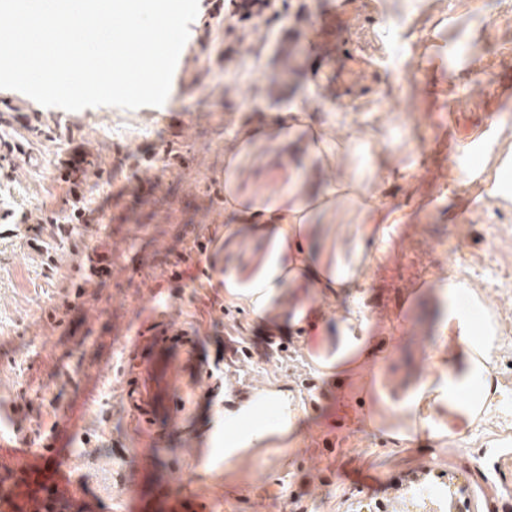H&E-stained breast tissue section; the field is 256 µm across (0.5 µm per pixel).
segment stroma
I'll return each mask as SVG.
<instances>
[{
    "label": "stroma",
    "mask_w": 512,
    "mask_h": 512,
    "mask_svg": "<svg viewBox=\"0 0 512 512\" xmlns=\"http://www.w3.org/2000/svg\"><path fill=\"white\" fill-rule=\"evenodd\" d=\"M343 7L351 28L323 37L346 57L324 74L317 23ZM272 10L264 19L199 0L159 107L71 112L0 89V403H25L34 447L55 438L54 458L0 456V473L50 468L82 512H161L167 483L186 484L207 512H512L492 467L512 449V96L485 88L512 70V17L500 0H274ZM294 106L355 128L337 172L373 158L394 222L366 244L356 301L316 304L332 322L358 305L376 339L364 378L341 386L313 364L317 333L253 321L225 301L219 275L248 259L224 249L226 143ZM284 153L308 156L298 141L267 146L242 186L268 182ZM73 156L69 183L60 162ZM97 253L109 279L89 271ZM452 276L481 292L457 305L491 320L497 388L481 419L439 408L412 440L391 439L363 419L438 377L428 353ZM159 314L193 332L199 364L223 373L227 391H287L297 412L287 441L225 458V402L203 395L146 439L123 382L134 337ZM232 350L241 361L227 373ZM72 410L75 440L61 424Z\"/></svg>",
    "instance_id": "1"
}]
</instances>
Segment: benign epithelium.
Instances as JSON below:
<instances>
[{
  "mask_svg": "<svg viewBox=\"0 0 512 512\" xmlns=\"http://www.w3.org/2000/svg\"><path fill=\"white\" fill-rule=\"evenodd\" d=\"M0 512H79L46 470L0 473Z\"/></svg>",
  "mask_w": 512,
  "mask_h": 512,
  "instance_id": "7a95c632",
  "label": "benign epithelium"
}]
</instances>
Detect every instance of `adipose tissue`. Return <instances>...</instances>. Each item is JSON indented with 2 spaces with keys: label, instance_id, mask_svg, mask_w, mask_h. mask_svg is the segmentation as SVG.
Wrapping results in <instances>:
<instances>
[{
  "label": "adipose tissue",
  "instance_id": "obj_1",
  "mask_svg": "<svg viewBox=\"0 0 512 512\" xmlns=\"http://www.w3.org/2000/svg\"><path fill=\"white\" fill-rule=\"evenodd\" d=\"M305 131L309 152L331 166L336 157L351 150L356 139L352 130H343L339 139L328 136L325 127L310 124L304 112L289 111L281 124H250L232 136L233 143L224 153V206L228 222L224 226V246L235 250L259 242L260 248L241 267L224 271V298L245 305L252 319L260 323L288 320L297 326L310 325L325 343H337L335 354H321L315 364L325 374L351 373L373 354L367 336L368 321L354 312L337 327L311 310L312 298L346 292L363 278L365 244L374 234L371 224H315L314 214H334L339 202H347L353 211L363 214L381 208L375 184L360 178H332L319 187H311L300 169L278 171L283 190L272 192L261 187L251 192L240 186V172L270 139L289 141L298 131ZM446 333L440 343H447L448 332H456L457 343L465 348L490 354L495 342L491 328H474L468 315L449 306L444 323ZM430 359L442 377V385L424 382L420 388L421 404L440 403L455 408L462 390L486 393L493 384L488 380V366L459 368L448 364L445 356L432 353ZM274 421L256 419L255 409L245 406L232 414L233 425L224 433V455L263 448L275 439H286L292 431L296 412L287 393L275 397Z\"/></svg>",
  "mask_w": 512,
  "mask_h": 512
}]
</instances>
